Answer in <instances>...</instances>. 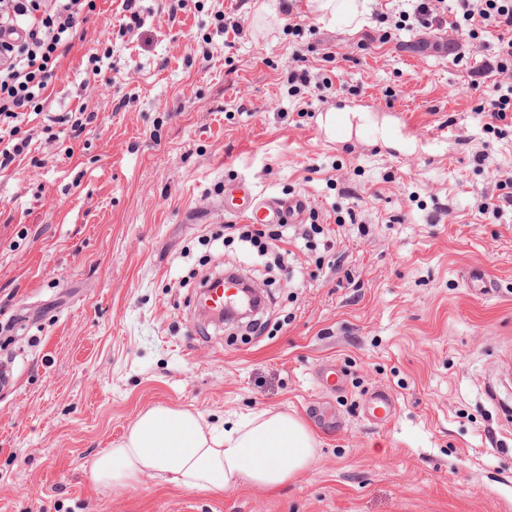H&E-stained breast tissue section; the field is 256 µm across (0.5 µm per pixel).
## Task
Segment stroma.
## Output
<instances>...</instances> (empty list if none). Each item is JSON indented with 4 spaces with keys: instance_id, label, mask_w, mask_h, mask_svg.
<instances>
[{
    "instance_id": "stroma-1",
    "label": "stroma",
    "mask_w": 512,
    "mask_h": 512,
    "mask_svg": "<svg viewBox=\"0 0 512 512\" xmlns=\"http://www.w3.org/2000/svg\"><path fill=\"white\" fill-rule=\"evenodd\" d=\"M138 6L122 36L101 0L31 157L0 172V366L14 375L0 389V512H512V206L483 209L512 174V130H485L479 96L499 79L496 34L457 33L444 2L435 33L395 30L391 0H371L388 18L358 28L309 0H186L173 20L170 0ZM295 68L311 78L297 94ZM367 95L421 131L447 118L471 143L428 163L320 139L336 101ZM83 102L97 117L75 138L57 118ZM238 178L303 197L333 249L299 277L225 244ZM473 268L493 292L467 288ZM228 269L263 289L264 333L199 315L203 275ZM324 366L339 389L320 387ZM378 390L396 399L385 425L367 417ZM154 405L225 429L285 410L318 451L274 491L97 486L92 460Z\"/></svg>"
}]
</instances>
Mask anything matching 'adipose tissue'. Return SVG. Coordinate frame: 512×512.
Returning <instances> with one entry per match:
<instances>
[{
	"label": "adipose tissue",
	"instance_id": "obj_1",
	"mask_svg": "<svg viewBox=\"0 0 512 512\" xmlns=\"http://www.w3.org/2000/svg\"><path fill=\"white\" fill-rule=\"evenodd\" d=\"M317 453L311 428L297 415L260 411L218 433L201 413L157 405L91 464L94 482L128 488L143 476L217 493L246 481L274 490L300 477Z\"/></svg>",
	"mask_w": 512,
	"mask_h": 512
}]
</instances>
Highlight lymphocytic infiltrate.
I'll return each instance as SVG.
<instances>
[{
	"instance_id": "lymphocytic-infiltrate-1",
	"label": "lymphocytic infiltrate",
	"mask_w": 512,
	"mask_h": 512,
	"mask_svg": "<svg viewBox=\"0 0 512 512\" xmlns=\"http://www.w3.org/2000/svg\"><path fill=\"white\" fill-rule=\"evenodd\" d=\"M455 30L477 39L490 30L505 31L496 44V68L503 82L494 84L486 113L487 129L512 127V0H456ZM97 9L96 0H0V171L24 158L32 143L25 126L41 115L55 92L52 78L64 57L81 39ZM225 242L256 252L268 267L294 263L287 232L269 240L239 224L224 227Z\"/></svg>"
}]
</instances>
